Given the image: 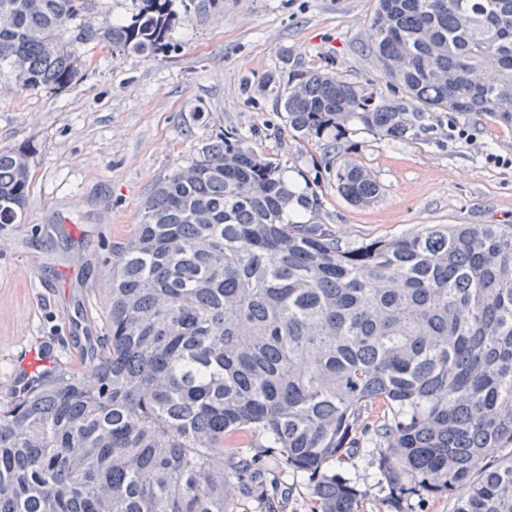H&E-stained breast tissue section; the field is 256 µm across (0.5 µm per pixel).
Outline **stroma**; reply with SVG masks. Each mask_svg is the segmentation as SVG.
Instances as JSON below:
<instances>
[{"instance_id":"obj_1","label":"stroma","mask_w":512,"mask_h":512,"mask_svg":"<svg viewBox=\"0 0 512 512\" xmlns=\"http://www.w3.org/2000/svg\"><path fill=\"white\" fill-rule=\"evenodd\" d=\"M376 0H219L179 21L157 59L87 48L85 76L61 91L0 89V148L32 144L21 224H0V401L15 360L40 344L55 371L95 363L108 309L112 259L134 235L144 201L224 132L280 158L297 190L322 198L320 222L345 244L413 235L435 224H512V129L452 113L426 119L417 137L388 142L352 128L350 159L375 176L366 206L319 167L321 146L289 136L267 75L331 71L392 96L364 50ZM365 488L360 512H386L362 453L336 462Z\"/></svg>"}]
</instances>
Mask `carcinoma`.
Returning <instances> with one entry per match:
<instances>
[{"label": "carcinoma", "mask_w": 512, "mask_h": 512, "mask_svg": "<svg viewBox=\"0 0 512 512\" xmlns=\"http://www.w3.org/2000/svg\"><path fill=\"white\" fill-rule=\"evenodd\" d=\"M172 2L133 0L104 28L82 22L98 0H0V82L63 90L90 44L163 55ZM181 4L188 21L216 0ZM365 49L421 110L332 72L266 81L349 202L381 193L334 164L352 125L407 140L450 112L512 128V0H376ZM35 150H0V224L22 223ZM321 209L233 131L164 176L112 261L96 363L0 402V512H227L271 454L318 512H360L330 463L365 443L387 512L413 496L512 512V226L348 246Z\"/></svg>", "instance_id": "1"}]
</instances>
